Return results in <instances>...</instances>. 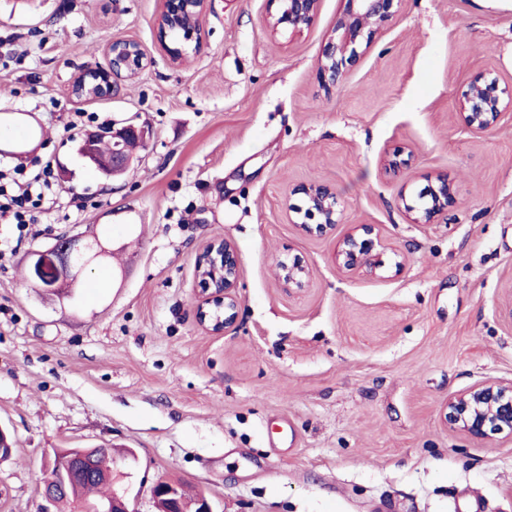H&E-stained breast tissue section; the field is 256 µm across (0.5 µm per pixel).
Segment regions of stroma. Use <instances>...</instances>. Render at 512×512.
<instances>
[{
	"mask_svg": "<svg viewBox=\"0 0 512 512\" xmlns=\"http://www.w3.org/2000/svg\"><path fill=\"white\" fill-rule=\"evenodd\" d=\"M157 0H0V120L37 129L63 194L37 235L0 223V512H59L42 496L55 448H111L134 512L182 483L214 512H512V437L450 431L448 398L512 381V109L487 132L460 119L486 72L512 88V10L487 0H396L343 81L318 62L342 10L321 0L302 32L271 30L268 0H212L182 68L154 54L117 95H70L114 39L156 42ZM144 125L145 146L108 180L64 132L75 113ZM401 150L406 164L386 170ZM457 204L410 223L435 174ZM339 194L334 235L303 234L299 186ZM372 224L390 278L338 269L337 242ZM98 231L112 271L77 302L34 288L28 258L59 235ZM233 241L236 329L195 319L201 245ZM301 258L291 295L278 262ZM278 279L288 292H303L310 286V271L300 258L295 257L288 263L280 262Z\"/></svg>",
	"mask_w": 512,
	"mask_h": 512,
	"instance_id": "1",
	"label": "stroma"
}]
</instances>
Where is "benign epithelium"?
I'll use <instances>...</instances> for the list:
<instances>
[{
  "label": "benign epithelium",
  "instance_id": "obj_1",
  "mask_svg": "<svg viewBox=\"0 0 512 512\" xmlns=\"http://www.w3.org/2000/svg\"><path fill=\"white\" fill-rule=\"evenodd\" d=\"M212 0H158L156 15L157 50L168 63L180 68L190 61L187 45L202 39L203 20ZM343 9L336 21L333 35L324 46L319 63V75L328 88L337 85L348 67L360 57L357 47H370L377 35L392 18L394 0H343ZM277 5L270 14L272 29L288 27L300 31L309 27L318 14L320 0H270ZM195 18L194 24L182 32L181 45L171 46L166 38L170 26L183 15ZM109 68L86 69L79 72L72 83L90 81L103 97L117 93V82L137 78L149 64L152 56L144 45L133 39L111 40L105 45ZM512 107V90L499 88L497 78L487 74L470 85L463 99L461 120L466 128L483 133L494 126L502 112ZM149 135L143 127L124 126L108 132L112 154L100 168L103 177L110 179L123 174L131 163L127 142L144 140ZM93 131L86 134L80 145L81 157L98 164V142L104 138ZM431 185L419 194L426 198L421 205H405L412 224H431L455 206L456 187L446 174L435 176ZM307 199L305 221L301 231L310 236L324 237L335 232L338 223L339 200L335 187L328 183H313L298 188ZM316 223H311V220ZM92 246L79 235H63L60 244L40 250L36 254L31 277L36 286L49 288L63 295L74 287L90 267ZM385 244L372 224H360L339 242L336 262L350 274L369 278H384L388 273L381 258ZM196 277L200 288L195 301L196 320L208 332L221 335L236 325L239 299L237 294L240 266L235 244L226 238H213L201 248L196 260ZM278 279L288 291L302 292L310 286V271L299 258L280 262ZM443 419L449 429L474 439L494 435L512 436V382L494 379L481 381L448 398ZM152 496L171 502L170 512H176L180 501L176 488L167 481H158L152 487ZM96 512H134L126 494H113L112 499L96 508Z\"/></svg>",
  "mask_w": 512,
  "mask_h": 512
}]
</instances>
